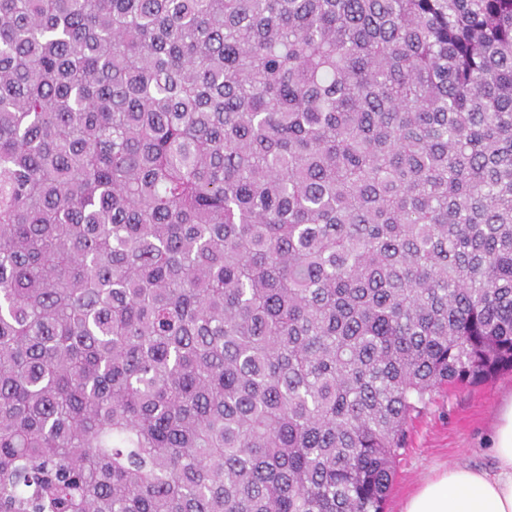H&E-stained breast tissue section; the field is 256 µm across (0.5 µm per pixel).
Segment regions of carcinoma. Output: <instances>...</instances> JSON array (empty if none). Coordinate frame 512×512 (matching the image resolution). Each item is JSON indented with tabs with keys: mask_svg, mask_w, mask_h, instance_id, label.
<instances>
[{
	"mask_svg": "<svg viewBox=\"0 0 512 512\" xmlns=\"http://www.w3.org/2000/svg\"><path fill=\"white\" fill-rule=\"evenodd\" d=\"M512 370V0H0V512H384Z\"/></svg>",
	"mask_w": 512,
	"mask_h": 512,
	"instance_id": "1",
	"label": "carcinoma"
}]
</instances>
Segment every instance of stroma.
<instances>
[{
  "label": "stroma",
  "instance_id": "35a3bbf8",
  "mask_svg": "<svg viewBox=\"0 0 512 512\" xmlns=\"http://www.w3.org/2000/svg\"><path fill=\"white\" fill-rule=\"evenodd\" d=\"M511 398L510 372L479 385L436 389L427 406L408 424L386 512H401L407 496L438 469L455 464L492 466L497 414Z\"/></svg>",
  "mask_w": 512,
  "mask_h": 512
}]
</instances>
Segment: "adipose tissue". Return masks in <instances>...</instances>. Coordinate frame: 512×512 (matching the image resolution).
I'll list each match as a JSON object with an SVG mask.
<instances>
[{
  "label": "adipose tissue",
  "mask_w": 512,
  "mask_h": 512,
  "mask_svg": "<svg viewBox=\"0 0 512 512\" xmlns=\"http://www.w3.org/2000/svg\"><path fill=\"white\" fill-rule=\"evenodd\" d=\"M492 450V468H445L410 495L401 512H512V402L501 411Z\"/></svg>",
  "instance_id": "1"
}]
</instances>
